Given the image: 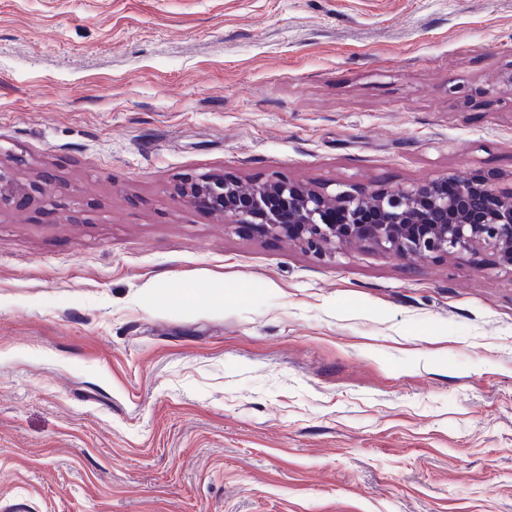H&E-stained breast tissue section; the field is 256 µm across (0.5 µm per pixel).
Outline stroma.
<instances>
[{"mask_svg":"<svg viewBox=\"0 0 512 512\" xmlns=\"http://www.w3.org/2000/svg\"><path fill=\"white\" fill-rule=\"evenodd\" d=\"M0 159V512H512V269L172 196L511 188L512 0H0ZM37 178L26 182L20 180L13 169L2 164L0 159V209L23 206L33 197L32 192L37 186L43 194V185L51 182L53 175L50 172H43Z\"/></svg>","mask_w":512,"mask_h":512,"instance_id":"1","label":"stroma"}]
</instances>
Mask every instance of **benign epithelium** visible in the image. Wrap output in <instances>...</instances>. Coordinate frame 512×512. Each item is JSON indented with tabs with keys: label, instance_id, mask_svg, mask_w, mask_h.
<instances>
[{
	"label": "benign epithelium",
	"instance_id": "7a95c632",
	"mask_svg": "<svg viewBox=\"0 0 512 512\" xmlns=\"http://www.w3.org/2000/svg\"><path fill=\"white\" fill-rule=\"evenodd\" d=\"M52 179L43 172L24 182L0 163V209L23 206L35 188ZM450 180L455 185L451 194L446 189ZM175 194L223 217L230 227L283 236L316 251L359 243L409 259L488 249L499 265L512 268V193L489 179L478 193L469 178L454 175L410 187L329 194L278 176L246 187L201 174L181 180ZM328 209L341 211L340 223L324 220Z\"/></svg>",
	"mask_w": 512,
	"mask_h": 512
}]
</instances>
